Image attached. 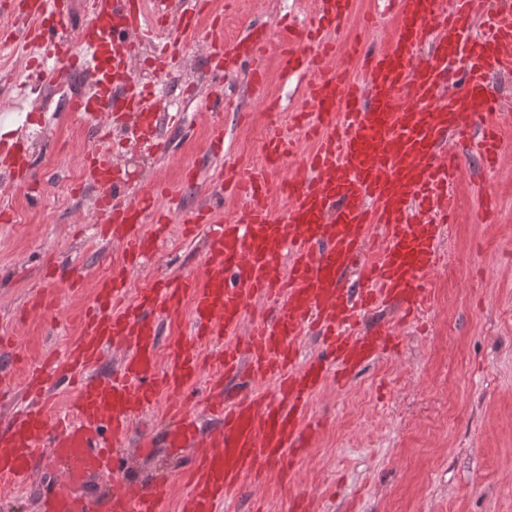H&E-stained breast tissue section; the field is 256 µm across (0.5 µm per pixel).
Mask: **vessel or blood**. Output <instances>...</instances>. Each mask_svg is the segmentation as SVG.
<instances>
[{
    "instance_id": "vessel-or-blood-1",
    "label": "vessel or blood",
    "mask_w": 512,
    "mask_h": 512,
    "mask_svg": "<svg viewBox=\"0 0 512 512\" xmlns=\"http://www.w3.org/2000/svg\"><path fill=\"white\" fill-rule=\"evenodd\" d=\"M163 0H88L87 18L71 28L68 0H9L5 12L26 22L20 46L31 75L61 82L81 75L92 85L74 96L93 132L120 112L146 114L133 127L135 142L163 151L157 138L158 101L151 90L119 92L142 44L152 33L145 4ZM202 0H188L150 59L165 70L198 35ZM397 34L390 47L362 54L364 83L345 73L321 72L334 51L330 40L353 15L356 0H315L305 35L285 34L288 66L308 75L306 109L295 127L316 147L304 158L305 177L292 181L286 218L262 203L267 177H242L236 166L217 172L208 200L185 213L182 233L208 225L204 271L152 281L130 292L125 268L94 285V303L82 337L63 355L43 360L25 379L29 402L0 427V476L24 481L44 459L76 480L121 472L113 443L166 395L165 429H143L140 454L156 448L186 450L182 472L191 490L178 512H217L251 475L287 474L291 455L313 436L303 427L308 405L330 366L353 372L399 339L396 326L359 328L361 316L382 303L397 305L411 324L424 302L423 282L438 261V244L455 210L448 182L474 149L495 168L512 153L497 120L501 100L492 76L512 75V13L479 16L477 0H395ZM210 70L223 78L248 64L253 83L263 79V56L273 40L268 27L225 44L213 23ZM292 140L272 127L265 143L268 169L291 154ZM23 133L0 134V155L12 158L15 182L32 179ZM85 166L104 195L106 235L125 247L128 266L155 255L170 233L167 209L146 193L126 201L127 181L112 177L109 161L91 154ZM247 199L241 217L226 223L211 213L225 194ZM151 232H144V225ZM359 268L362 288L347 272ZM189 307L191 328L162 342V323ZM317 331L320 350L298 362L299 338ZM124 350L119 373L98 368L110 349ZM167 359H160V349ZM274 380L276 389H257ZM72 384L64 417L50 423L44 393L50 382ZM206 386V412L219 425L203 430L188 404ZM164 480L123 481L98 496L69 490L42 493L39 512H164Z\"/></svg>"
}]
</instances>
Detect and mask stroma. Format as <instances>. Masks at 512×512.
Masks as SVG:
<instances>
[{"label": "stroma", "instance_id": "obj_1", "mask_svg": "<svg viewBox=\"0 0 512 512\" xmlns=\"http://www.w3.org/2000/svg\"><path fill=\"white\" fill-rule=\"evenodd\" d=\"M313 11L312 0H207L199 40L208 42L214 14L223 17L224 37L237 39L274 20L305 26ZM396 25L384 0H357L351 21L332 36L337 71L360 77L362 61L351 56V39L380 50ZM207 56L204 50L185 56L179 68L158 77L161 103L179 120L166 128L165 155L138 148L140 177L144 190L162 185L179 194L181 208L171 212L170 237L152 263L129 268L133 290L158 277L203 270V235L181 233L182 211L205 201L202 188H186V170L197 168L205 181L226 165L249 167L262 157L266 141L261 101L287 114L303 100L307 77L289 73L273 45L265 54L261 86H251L243 70L227 76L230 103L224 111L206 109V98L216 93L207 82L196 85L192 102H185L183 74L205 73ZM35 113L41 121L33 126L28 151L41 181L9 199V221L0 223V365L10 368L17 384L49 353H64L79 338L96 279L123 261L122 247L101 237L85 196H74L72 209H60L59 197L71 194L72 186L55 182L47 165L69 153V131L88 136L85 119L76 112H40L33 94L0 126L20 128ZM217 125L224 128L219 158L209 150ZM448 191L458 220L449 225L440 263L427 279L420 323L403 327L402 347L381 354L346 384L328 379L303 420L315 427V437L288 480L271 470L261 481H245L218 512H252L260 500L269 512H290L298 497L307 498L309 512H512V163L493 171L469 159ZM49 261L75 269L82 286L58 289L49 310L27 311L29 297L45 284ZM135 442L131 435L116 444L127 459L125 477L168 475L164 507L175 512L187 490L180 461L164 448L139 456ZM65 485L105 493L114 481L70 483L41 469L23 485L0 482V512H38L41 492Z\"/></svg>", "mask_w": 512, "mask_h": 512}]
</instances>
